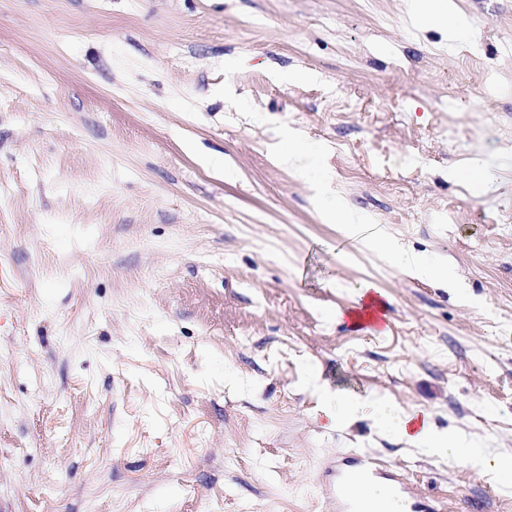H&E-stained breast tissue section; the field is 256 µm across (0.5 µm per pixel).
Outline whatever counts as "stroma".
I'll return each mask as SVG.
<instances>
[{
	"mask_svg": "<svg viewBox=\"0 0 512 512\" xmlns=\"http://www.w3.org/2000/svg\"><path fill=\"white\" fill-rule=\"evenodd\" d=\"M409 2L0 0V512H330L355 452L441 512H512L315 388L512 456V0H454L463 43ZM290 129L307 172L272 156ZM323 173L456 284L344 241ZM364 282L385 331L348 318Z\"/></svg>",
	"mask_w": 512,
	"mask_h": 512,
	"instance_id": "35a3bbf8",
	"label": "stroma"
}]
</instances>
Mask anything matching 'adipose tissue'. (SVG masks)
Segmentation results:
<instances>
[{
  "instance_id": "ef3b65f1",
  "label": "adipose tissue",
  "mask_w": 512,
  "mask_h": 512,
  "mask_svg": "<svg viewBox=\"0 0 512 512\" xmlns=\"http://www.w3.org/2000/svg\"><path fill=\"white\" fill-rule=\"evenodd\" d=\"M414 11L419 24L446 27L451 40L459 41L468 35L464 18L456 12L451 0H414ZM316 200L324 204V217L328 222L337 224L343 237L361 241L365 248L382 251L403 273L416 279L441 283L455 279L454 269L425 255L405 250L394 238L384 235L361 239L360 228L365 218L353 211L344 199L326 202L325 193L320 190L316 193ZM322 393L326 407L337 423L344 424L359 418L370 419L384 435L420 447L429 454L451 462L470 458L502 481L512 482V457H488L470 451L468 442L461 436L440 435L426 412L405 411L387 397L362 396L327 387L323 388Z\"/></svg>"
}]
</instances>
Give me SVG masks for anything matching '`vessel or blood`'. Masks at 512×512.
<instances>
[{
  "instance_id": "b4317fda",
  "label": "vessel or blood",
  "mask_w": 512,
  "mask_h": 512,
  "mask_svg": "<svg viewBox=\"0 0 512 512\" xmlns=\"http://www.w3.org/2000/svg\"><path fill=\"white\" fill-rule=\"evenodd\" d=\"M326 474L321 493L335 502L336 512H358L347 493V485L354 479L386 484L393 495L405 502L408 512H437L431 499L418 495L391 466L380 463L371 455L358 454L338 459L327 466Z\"/></svg>"
}]
</instances>
